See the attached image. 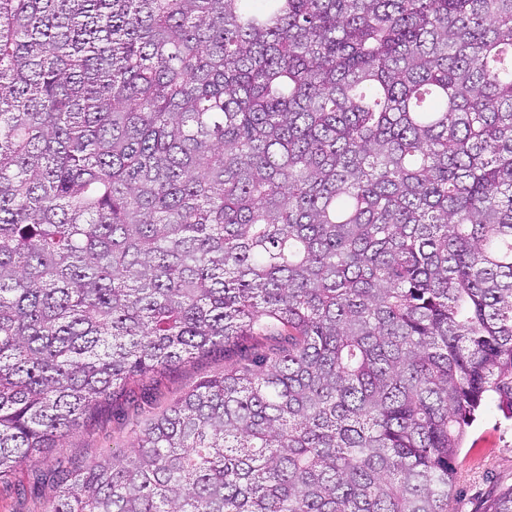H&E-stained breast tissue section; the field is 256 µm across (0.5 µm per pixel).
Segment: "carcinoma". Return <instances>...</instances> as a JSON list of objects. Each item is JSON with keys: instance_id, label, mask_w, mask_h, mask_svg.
<instances>
[{"instance_id": "cac0c4a2", "label": "carcinoma", "mask_w": 512, "mask_h": 512, "mask_svg": "<svg viewBox=\"0 0 512 512\" xmlns=\"http://www.w3.org/2000/svg\"><path fill=\"white\" fill-rule=\"evenodd\" d=\"M0 0V480L247 336L45 512H448L512 418V0Z\"/></svg>"}]
</instances>
